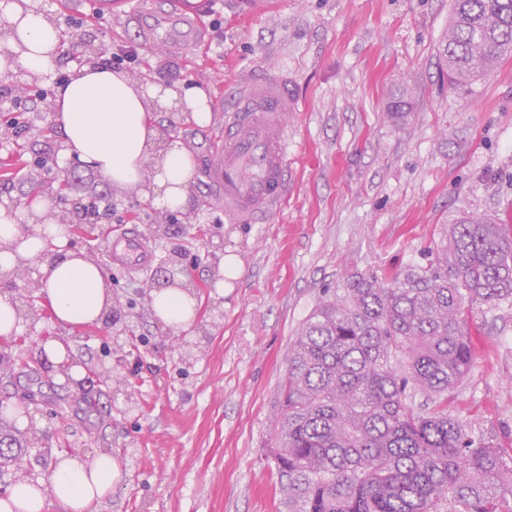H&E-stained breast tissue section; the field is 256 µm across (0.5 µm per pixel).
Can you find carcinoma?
Instances as JSON below:
<instances>
[{
    "label": "carcinoma",
    "mask_w": 512,
    "mask_h": 512,
    "mask_svg": "<svg viewBox=\"0 0 512 512\" xmlns=\"http://www.w3.org/2000/svg\"><path fill=\"white\" fill-rule=\"evenodd\" d=\"M511 52L512 0H452L453 87ZM511 298L512 240L464 213L428 265L355 275L321 300L290 347L266 448L288 512H512V454L448 414L473 363L466 311Z\"/></svg>",
    "instance_id": "carcinoma-1"
}]
</instances>
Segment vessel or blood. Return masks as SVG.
Masks as SVG:
<instances>
[{
    "label": "vessel or blood",
    "instance_id": "b4317fda",
    "mask_svg": "<svg viewBox=\"0 0 512 512\" xmlns=\"http://www.w3.org/2000/svg\"><path fill=\"white\" fill-rule=\"evenodd\" d=\"M204 31L200 14L177 12L153 17L145 40L165 37L186 48ZM298 103L283 77H268L243 86L235 95L224 130L212 146L206 176L224 215L240 224H263L283 204L288 181V131L285 114ZM113 263L138 270L152 264L155 253L137 227L115 234L108 244Z\"/></svg>",
    "mask_w": 512,
    "mask_h": 512
}]
</instances>
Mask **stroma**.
Here are the masks:
<instances>
[{"label":"stroma","instance_id":"obj_1","mask_svg":"<svg viewBox=\"0 0 512 512\" xmlns=\"http://www.w3.org/2000/svg\"><path fill=\"white\" fill-rule=\"evenodd\" d=\"M89 19V0H44L61 24L81 20L103 45L137 47L126 69L146 85L204 88L211 118L200 127L156 113L196 158L193 203L155 207L113 186L63 153L52 122L50 84L20 69L0 79V203L26 194L40 161L67 171L70 199L105 195L111 218L100 231L72 232L69 245L112 272L121 311L111 334L78 328L39 309L24 322V351L42 336L65 339L80 377L112 374V385L83 393L58 372L15 369L0 395L33 394L38 411L26 438L36 481L50 478L59 455L89 464L109 452L119 484L92 512H279L278 476L264 453L291 342L326 292L348 278L425 265L460 212L496 219L512 238V54L487 77L453 89L439 53L451 0H141ZM195 11L207 25L188 50L145 43L143 11ZM284 76L300 102L286 118L288 184L280 211L265 224H235L205 178L223 107L239 86ZM43 99H36V92ZM406 100L404 117L389 105ZM137 226L155 250L148 270L113 265V230ZM180 252L200 312L177 335L150 309L151 292L171 252ZM242 274L216 282L226 254ZM474 351L470 371L448 395V412L495 447L512 448V302L465 315Z\"/></svg>","mask_w":512,"mask_h":512}]
</instances>
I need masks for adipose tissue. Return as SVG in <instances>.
Here are the masks:
<instances>
[{"label": "adipose tissue", "instance_id": "ef3b65f1", "mask_svg": "<svg viewBox=\"0 0 512 512\" xmlns=\"http://www.w3.org/2000/svg\"><path fill=\"white\" fill-rule=\"evenodd\" d=\"M8 42L0 50V77L23 68L52 80L62 47L60 28L39 0H12L6 11ZM176 107L197 123L210 112L206 92L183 84L177 88L145 86L129 73L98 64L55 89V121L68 153L77 155L106 180L152 197L155 206L187 209L191 202L196 161L183 142L163 137L154 109ZM152 179H145L146 164ZM34 224L18 223L16 212L0 206V274L19 262L36 261L42 306L73 327L102 323L114 298L101 268L81 252L68 249L67 227L51 217L50 205L34 198ZM156 318L176 330L196 322L199 302L183 283L168 284L152 293ZM121 478V463L100 455L85 465L60 456L49 483L17 482L0 498V512H89L111 494Z\"/></svg>", "mask_w": 512, "mask_h": 512}]
</instances>
